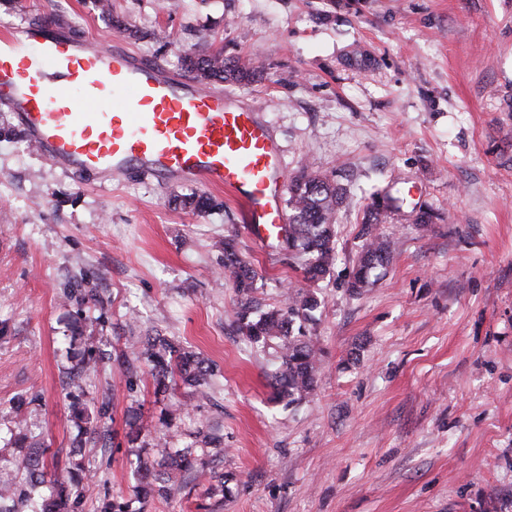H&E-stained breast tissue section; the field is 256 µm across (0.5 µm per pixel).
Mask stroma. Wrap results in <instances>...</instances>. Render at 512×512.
<instances>
[{
    "instance_id": "35a3bbf8",
    "label": "stroma",
    "mask_w": 512,
    "mask_h": 512,
    "mask_svg": "<svg viewBox=\"0 0 512 512\" xmlns=\"http://www.w3.org/2000/svg\"><path fill=\"white\" fill-rule=\"evenodd\" d=\"M175 2L111 0L107 19L93 0H0V24L120 44L186 81L185 54L252 56L260 78L221 89L258 109L285 181L325 173L357 204L312 283L245 235L228 192L198 212L180 204L190 184L62 169L0 105V471L31 456L51 478L80 458L79 512H512V0ZM390 188L392 260L350 294L362 207ZM422 204L438 214L425 228ZM228 238L264 305L288 287L319 299L317 388L296 405L271 384L276 349L237 330ZM158 333L216 369L207 400L156 394L141 353ZM88 349L82 387L112 400L104 440L77 451L68 377ZM132 409L158 426L141 447L124 436ZM199 429L224 446L209 477L175 471L169 500H136L138 458Z\"/></svg>"
}]
</instances>
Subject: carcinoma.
<instances>
[{"instance_id":"cac0c4a2","label":"carcinoma","mask_w":512,"mask_h":512,"mask_svg":"<svg viewBox=\"0 0 512 512\" xmlns=\"http://www.w3.org/2000/svg\"><path fill=\"white\" fill-rule=\"evenodd\" d=\"M186 69L195 74L202 84L211 82H252L259 68L240 58L227 59L223 50H210L204 53L188 54L184 58ZM353 195L347 186L333 182L326 175L300 170L289 188L287 207L288 224L285 225L283 243L288 251V260H301V269L310 281H317L330 272L334 261L336 242V211L349 204ZM401 198L389 191L375 192L372 203L367 208L359 237L361 250L352 278L348 281V291L360 293L367 283L371 270L388 264L391 258V242L377 232V224L382 215L397 208ZM224 271L233 280L239 295L237 323L245 340L263 348L276 345L279 349L278 364L272 373L277 396L292 404L312 396L316 388L315 374L318 353L312 337L304 330L309 320V312L318 305L313 294L296 292L288 295L284 304L263 310L256 303V272L250 264L237 254L233 240L224 239ZM144 355L152 364L156 390L165 393L180 386L194 390L206 399L201 390L207 383L210 371L198 356L181 347L165 336L147 338ZM91 398L75 410L74 418L88 424L101 420L105 415L107 402L93 412ZM190 442L181 448H162L161 459L157 462L139 460L142 473L134 495L149 502L170 496V471L182 465L194 464L205 467L203 459L195 456L199 450L209 446L219 447L220 442L201 429L189 434ZM24 474L31 487L36 488L46 482L40 471L39 460L24 458L14 472L0 473V501L13 498L18 475ZM79 476L72 474L69 480L55 478L49 494L41 495L34 502L31 512H78L80 492H71L68 485H79Z\"/></svg>"}]
</instances>
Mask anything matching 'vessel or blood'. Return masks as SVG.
Here are the masks:
<instances>
[{
  "label": "vessel or blood",
  "mask_w": 512,
  "mask_h": 512,
  "mask_svg": "<svg viewBox=\"0 0 512 512\" xmlns=\"http://www.w3.org/2000/svg\"><path fill=\"white\" fill-rule=\"evenodd\" d=\"M0 103L53 164L222 188L242 205L255 242L280 238L277 146L256 112L227 93L187 89L119 46L83 48L17 26L0 29Z\"/></svg>",
  "instance_id": "b4317fda"
}]
</instances>
